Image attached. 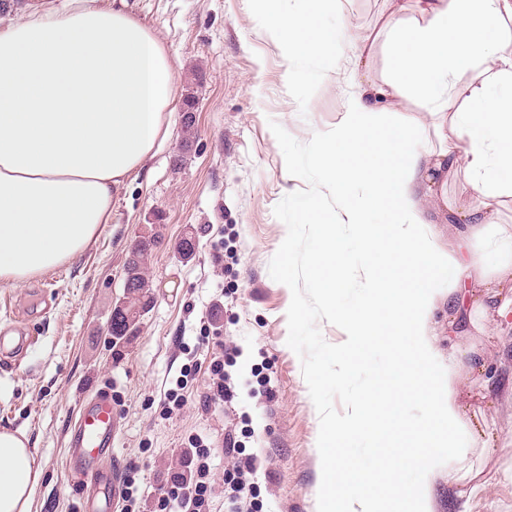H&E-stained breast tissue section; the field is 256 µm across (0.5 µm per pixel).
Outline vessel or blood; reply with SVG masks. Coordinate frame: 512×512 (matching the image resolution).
<instances>
[{
  "label": "vessel or blood",
  "mask_w": 512,
  "mask_h": 512,
  "mask_svg": "<svg viewBox=\"0 0 512 512\" xmlns=\"http://www.w3.org/2000/svg\"><path fill=\"white\" fill-rule=\"evenodd\" d=\"M115 431L112 404L105 395L85 399L80 411L78 425L70 437V446L78 462L79 472L91 479L92 495L87 499L85 512H112V496H96L99 487L115 486L112 473L99 471L97 461L100 455L111 451Z\"/></svg>",
  "instance_id": "vessel-or-blood-1"
}]
</instances>
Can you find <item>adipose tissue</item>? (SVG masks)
Listing matches in <instances>:
<instances>
[{"mask_svg":"<svg viewBox=\"0 0 512 512\" xmlns=\"http://www.w3.org/2000/svg\"><path fill=\"white\" fill-rule=\"evenodd\" d=\"M247 2L285 62L325 69L359 42L341 20L342 0ZM328 14L338 23L326 24ZM383 29L387 77L375 94L417 97L434 135L450 125L455 137L440 151L420 150L419 127L385 122L355 85L336 126L312 138L311 163L336 210L303 198L294 217L314 231L307 276L346 331L330 357L345 368L373 343L393 357L361 404L322 431L323 512H429L416 472L449 449V480L473 483L481 475L473 451L497 443L482 415L442 385L428 337L443 319L457 331L512 316V225L497 223L494 209L512 196V0H416L415 16L391 7ZM175 104L165 50L126 0H68L0 27V283L40 277L95 241L115 186L143 165ZM460 167L475 194L455 213L467 233L449 253L423 233L430 218L420 202ZM342 224L361 253L365 293L352 306L340 302L336 281ZM483 225L493 226L501 256L492 269L471 243ZM410 400L427 404L426 419L406 417ZM359 431L375 438L368 464L352 449ZM37 482L25 434L0 430V512H31Z\"/></svg>","mask_w":512,"mask_h":512,"instance_id":"obj_1","label":"adipose tissue"}]
</instances>
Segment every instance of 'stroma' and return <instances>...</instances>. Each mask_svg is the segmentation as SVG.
<instances>
[{
    "instance_id": "obj_1",
    "label": "stroma",
    "mask_w": 512,
    "mask_h": 512,
    "mask_svg": "<svg viewBox=\"0 0 512 512\" xmlns=\"http://www.w3.org/2000/svg\"><path fill=\"white\" fill-rule=\"evenodd\" d=\"M129 3L170 59L178 105L194 103L196 139L181 153L182 120L173 113L167 136L116 187L109 224L80 256L34 280L0 284V326L31 339L21 356L0 353V429L26 434L39 473L31 512H83L67 437L81 400L100 392L110 395L116 418L112 468L121 479L135 474L138 512H156L171 477L186 473L195 437L211 448L210 512L227 508L231 440L262 462L255 512H321L319 416L287 345L291 291L268 272L287 233L273 210L306 183L289 179L269 124L308 142L335 124L351 83H381L376 26L386 2L344 0L369 54L348 49L327 72L312 71L316 89L306 100L289 86L286 64L247 0ZM148 224L162 233L148 264L155 299L139 337L116 356L105 343L107 324L123 294L126 256ZM188 232L195 251L187 260L178 244ZM433 342L440 375L452 347L481 345L494 378L512 377V318ZM219 356L236 393L223 406L206 402ZM183 378L190 397L168 412ZM484 415L498 449L482 463L483 487L472 494L449 484L440 463L421 477L432 512H512V392H496Z\"/></svg>"
}]
</instances>
